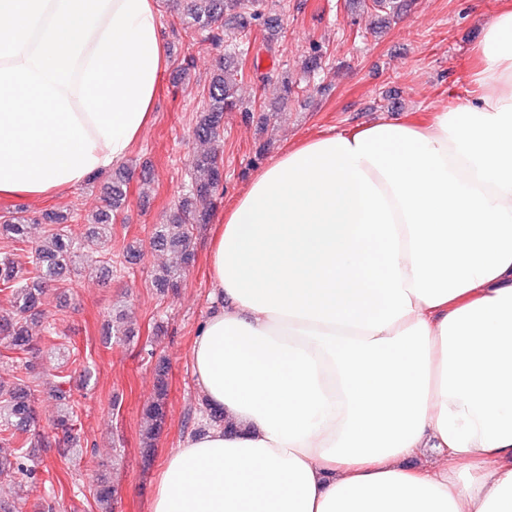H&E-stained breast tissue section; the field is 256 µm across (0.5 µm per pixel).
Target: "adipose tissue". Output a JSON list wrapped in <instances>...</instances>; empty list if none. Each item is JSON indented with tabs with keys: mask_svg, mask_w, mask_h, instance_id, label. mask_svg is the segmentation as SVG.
<instances>
[{
	"mask_svg": "<svg viewBox=\"0 0 512 512\" xmlns=\"http://www.w3.org/2000/svg\"><path fill=\"white\" fill-rule=\"evenodd\" d=\"M169 65L155 0H110L68 100L120 164ZM472 91L301 141L224 211L190 361L223 424L151 512H512V0Z\"/></svg>",
	"mask_w": 512,
	"mask_h": 512,
	"instance_id": "obj_1",
	"label": "adipose tissue"
}]
</instances>
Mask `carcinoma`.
Masks as SVG:
<instances>
[{"label":"carcinoma","mask_w":512,"mask_h":512,"mask_svg":"<svg viewBox=\"0 0 512 512\" xmlns=\"http://www.w3.org/2000/svg\"><path fill=\"white\" fill-rule=\"evenodd\" d=\"M260 0H187L185 18L195 27L203 40L221 41L217 33L219 22L228 15L232 20L233 37L226 45L224 58L219 62L205 98L193 134L200 142L214 144L206 152L193 157L190 166V194L179 202L177 212L166 224H158L151 237V246L159 251H170L179 257V264L166 268L156 277V286L163 290L177 289L186 269L195 260L192 242L194 227L210 220V209L203 203L211 200L222 182L223 151L215 146L220 139L224 113L237 108L234 73L231 72L232 52L242 51L237 37L246 35L249 27L264 17L257 8ZM125 172H115L112 186L107 188V210L100 213L87 231L100 238L112 233V217L121 210L126 198ZM27 218L17 212L0 217V238L7 240L9 249L0 252V299L12 308V316L0 318V336L10 349L25 354L33 352V337L27 330L30 320L42 316L41 300L48 287L65 282V273L80 250V239L71 226L55 224L48 230V243L30 245ZM168 396V367L161 361L156 366V384L152 401L144 409L146 427L142 435L143 454L150 456L153 441L166 417ZM35 394L23 379L7 386L0 382V440L12 444L13 454L0 455V478L33 477L42 461L30 452L32 448H55L61 456L84 453L74 428V411L63 404L54 429L63 433L58 438L36 431ZM118 490L102 481L96 489V501L101 512H114Z\"/></svg>","instance_id":"obj_1"}]
</instances>
